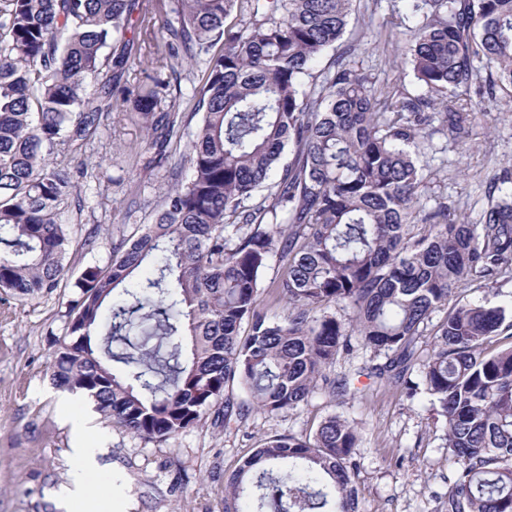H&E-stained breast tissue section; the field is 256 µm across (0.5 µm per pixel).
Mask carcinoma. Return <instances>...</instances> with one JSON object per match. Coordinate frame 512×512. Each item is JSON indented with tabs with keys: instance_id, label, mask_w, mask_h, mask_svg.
<instances>
[{
	"instance_id": "obj_1",
	"label": "carcinoma",
	"mask_w": 512,
	"mask_h": 512,
	"mask_svg": "<svg viewBox=\"0 0 512 512\" xmlns=\"http://www.w3.org/2000/svg\"><path fill=\"white\" fill-rule=\"evenodd\" d=\"M405 2L388 36L416 93L376 85L357 45L317 68L354 0H0V291L32 300L60 288L63 207L87 165L72 173L54 157L112 121V84L89 80L143 64L126 39L137 22L163 40L146 53L151 84L123 89L154 151L147 164L169 161L188 125L167 101L187 60L203 64L202 118L189 173L170 166L153 221L76 280L55 388L161 444L208 419L243 424L252 407L294 410L319 390L337 405L364 396L330 376L355 339L386 358L369 376L410 399L424 389L442 418L456 464L447 512H512V314L457 296L512 274V189L492 186L473 224L429 204L410 150L436 121L468 140L473 97L487 115L512 99V0ZM275 257L284 306L270 314L261 282ZM147 261L151 275L135 279ZM443 308L416 382L417 339ZM500 335L507 345L489 349ZM234 385L249 402L226 393ZM359 441L336 412L304 436L266 438L226 477L224 512H359Z\"/></svg>"
}]
</instances>
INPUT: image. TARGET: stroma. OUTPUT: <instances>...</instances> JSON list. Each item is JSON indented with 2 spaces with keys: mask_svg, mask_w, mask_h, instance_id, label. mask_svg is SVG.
<instances>
[{
  "mask_svg": "<svg viewBox=\"0 0 512 512\" xmlns=\"http://www.w3.org/2000/svg\"><path fill=\"white\" fill-rule=\"evenodd\" d=\"M404 0H358L344 43L359 42L364 66L378 84L417 85L398 42L380 36L383 21L400 20ZM469 141L437 130L418 143L421 165L440 169L428 196L467 210L479 222L488 187L512 173V100L498 112L476 116ZM144 133L132 114L116 112L82 154L63 152L57 161L74 168L88 163L75 192L82 211L73 220L68 272L52 296L21 302L0 294V512H58L53 492L86 469L75 447L98 449L88 471L87 501L78 512H224V478L275 434L309 433L333 408L325 394L277 417L251 415L237 431L205 423L163 445L138 439L101 418L92 404L54 388L49 371L55 342L66 334V303L89 266H107L112 249L148 223L167 180L162 168L137 167L135 147ZM136 172L138 196L127 178ZM98 229L94 249L83 246ZM361 431L356 450L360 512H446L453 464L445 430L425 395L409 400L379 384L366 398L340 406Z\"/></svg>",
  "mask_w": 512,
  "mask_h": 512,
  "instance_id": "stroma-1",
  "label": "stroma"
}]
</instances>
